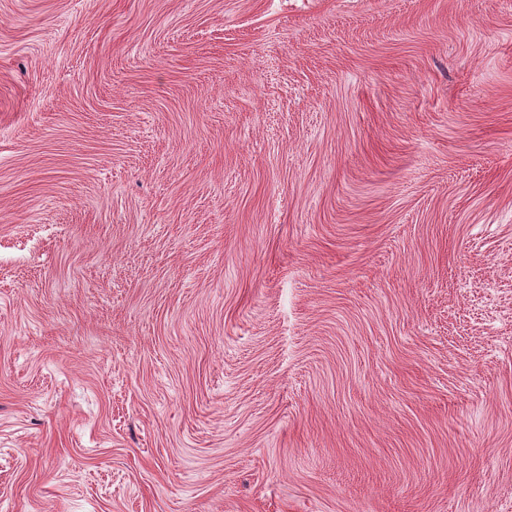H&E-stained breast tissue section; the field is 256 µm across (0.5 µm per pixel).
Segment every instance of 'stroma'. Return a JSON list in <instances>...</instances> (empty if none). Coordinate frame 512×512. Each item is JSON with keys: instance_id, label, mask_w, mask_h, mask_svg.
Wrapping results in <instances>:
<instances>
[{"instance_id": "35a3bbf8", "label": "stroma", "mask_w": 512, "mask_h": 512, "mask_svg": "<svg viewBox=\"0 0 512 512\" xmlns=\"http://www.w3.org/2000/svg\"><path fill=\"white\" fill-rule=\"evenodd\" d=\"M0 512H512V0H0Z\"/></svg>"}]
</instances>
